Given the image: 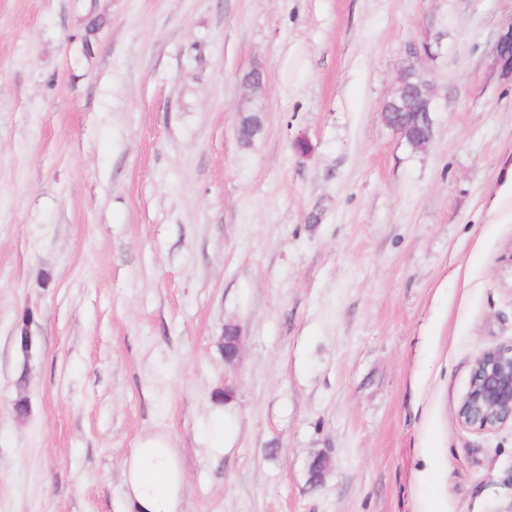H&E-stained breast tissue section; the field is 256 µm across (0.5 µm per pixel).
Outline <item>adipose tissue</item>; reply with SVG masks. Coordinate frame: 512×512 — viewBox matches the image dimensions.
Segmentation results:
<instances>
[{
  "instance_id": "1",
  "label": "adipose tissue",
  "mask_w": 512,
  "mask_h": 512,
  "mask_svg": "<svg viewBox=\"0 0 512 512\" xmlns=\"http://www.w3.org/2000/svg\"><path fill=\"white\" fill-rule=\"evenodd\" d=\"M232 402L215 396L206 412L201 434L209 453L221 458L234 437L229 423ZM128 512H182L185 471L179 451L167 434L155 432L140 437L123 462Z\"/></svg>"
}]
</instances>
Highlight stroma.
Returning a JSON list of instances; mask_svg holds the SVG:
<instances>
[{
    "label": "stroma",
    "mask_w": 512,
    "mask_h": 512,
    "mask_svg": "<svg viewBox=\"0 0 512 512\" xmlns=\"http://www.w3.org/2000/svg\"><path fill=\"white\" fill-rule=\"evenodd\" d=\"M510 23L512 0H0V512H127L148 431L183 512H512V424L457 419L476 356L512 344ZM411 64L419 150L382 114ZM493 65L504 76L512 77V23L504 27L497 38ZM228 391L224 388V396H215L210 404V408L205 413L201 434L207 444V448L212 457L218 459L224 456L233 444V433L229 428V423L235 413L233 411L234 403L228 399L224 402Z\"/></svg>",
    "instance_id": "stroma-1"
}]
</instances>
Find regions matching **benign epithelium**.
Instances as JSON below:
<instances>
[{"mask_svg":"<svg viewBox=\"0 0 512 512\" xmlns=\"http://www.w3.org/2000/svg\"><path fill=\"white\" fill-rule=\"evenodd\" d=\"M494 67L505 76L512 77V23L503 28L497 38L493 52ZM418 84L411 85L401 77L394 98L412 94L418 88H427L430 81L422 73H415ZM23 357L22 372L28 371L34 336L26 330L16 340ZM241 336L233 329L224 337V362L234 365L239 360ZM458 421L478 431L493 432L501 426L512 423V344L485 349L475 358L470 385L457 411Z\"/></svg>","mask_w":512,"mask_h":512,"instance_id":"7a95c632","label":"benign epithelium"}]
</instances>
